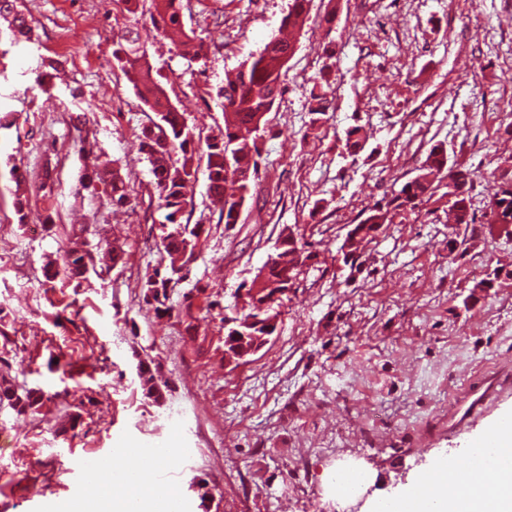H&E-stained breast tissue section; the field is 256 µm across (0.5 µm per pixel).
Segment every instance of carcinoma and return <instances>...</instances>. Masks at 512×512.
Returning <instances> with one entry per match:
<instances>
[{"mask_svg":"<svg viewBox=\"0 0 512 512\" xmlns=\"http://www.w3.org/2000/svg\"><path fill=\"white\" fill-rule=\"evenodd\" d=\"M150 2L144 9V2ZM127 16L132 19L149 13V20L156 30L169 37L178 54L197 58L204 51V44L197 39L195 31L186 29L183 21L184 0H122ZM311 0H292L282 25L301 31L308 19ZM0 16L8 20V29L13 39L31 40L33 28L25 15L15 9L14 0H0ZM112 56L125 74L128 82L147 111L154 114L150 125L141 131L140 152L151 166L154 188L159 199V208L165 210L164 220L158 224L155 244L161 261L142 285L141 308L165 315L174 306L168 288L177 280L189 276L190 264L194 260L200 242L201 225L182 222L187 207L193 205V187L197 181L200 160L196 159L194 142L196 126L189 125L184 114L172 104L167 83L150 61L148 50L140 42L138 32L127 27L113 41ZM293 43L280 37L267 42L263 49L242 62L235 74L226 78L224 86L216 92L217 101L224 113V128L206 140L207 194L222 203L218 221L225 225L237 224L247 197L251 191V180L258 174L260 158L254 131L265 124L264 113L273 110L282 94L283 76L287 66L282 58L291 50ZM330 86V70L325 66L313 79L310 91V111L323 115L331 105L323 87ZM367 136L364 128L354 125L345 131V149L351 156L364 150ZM440 175L458 186V193L449 196V212L454 223H475L471 212L469 184L470 173L448 164L447 151L441 144L432 145L418 168V174L402 187L368 206L361 219L349 230L351 238L349 254L359 255L363 243L371 240L382 225L392 223L400 211L415 208L432 195L431 176ZM92 176L104 185L108 204L114 209L127 207L131 202V189L120 174V170L104 163L94 169ZM501 198L505 206L499 210L491 208L484 212L488 229L512 234V178L502 175L501 181L488 196L487 205ZM107 260L106 269L124 264L125 250L117 244H92L77 236L73 247L67 250L62 272L65 278L81 282L91 268H96V257ZM277 260L267 267L265 275H255L249 289L256 290V298L248 301L249 309L240 317L236 328L248 338L264 336L262 323L282 306L286 283L300 277L309 268L314 257L310 243L296 240L293 245L276 254ZM209 285L195 281L192 293L185 296L183 309L190 320L187 329L194 328L193 299L203 298L206 310L218 305L207 292ZM140 386L144 395L158 404L164 400L162 385L150 367L141 369ZM45 394L34 388L0 386V404L6 403L18 415H35L44 405Z\"/></svg>","mask_w":512,"mask_h":512,"instance_id":"1","label":"carcinoma"}]
</instances>
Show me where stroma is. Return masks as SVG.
<instances>
[{"label":"stroma","mask_w":512,"mask_h":512,"mask_svg":"<svg viewBox=\"0 0 512 512\" xmlns=\"http://www.w3.org/2000/svg\"><path fill=\"white\" fill-rule=\"evenodd\" d=\"M291 0H190L186 27L205 54L184 59L142 21L141 36L169 95L201 137L224 115L215 94L276 34ZM32 41L11 43L0 19V382L41 389L51 400L33 417L0 410V512H80L92 460L124 462L126 448L155 442L150 471L159 494L199 512L192 480L204 481L221 512H348L331 479L355 465L371 503L425 477L449 455L465 459L474 440L512 415L505 392L465 432L448 431L469 385L512 379V234L467 228L449 251L447 185L396 215L369 243L359 270L339 248L365 206L417 174L427 150L444 144L450 163L471 172L472 210L512 170V0H313L296 37L283 93L266 116L252 195L239 224L210 211L207 174L193 188L192 221L205 232L181 302L194 280L208 283L228 315L284 228L316 259L284 302L278 328L249 362L224 363L223 315L195 310L158 320L138 298L160 257L151 228L163 219L139 136L149 122L112 57L125 21L115 0H19ZM335 8L336 19L321 18ZM334 54L326 56L324 45ZM331 70V107L309 110L311 80ZM363 125L358 156L344 132ZM86 145L114 160L133 189L112 212L102 191L80 181ZM28 174L26 220L13 207L11 166ZM52 168V189L41 175ZM40 225L38 234L29 225ZM117 238L127 263L77 288L46 281L72 225ZM490 287H480L482 279ZM155 359L169 389L164 404L143 395L135 369ZM180 409L185 458L167 441V414Z\"/></svg>","instance_id":"stroma-1"}]
</instances>
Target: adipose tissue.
I'll list each match as a JSON object with an SVG mask.
<instances>
[{
    "label": "adipose tissue",
    "mask_w": 512,
    "mask_h": 512,
    "mask_svg": "<svg viewBox=\"0 0 512 512\" xmlns=\"http://www.w3.org/2000/svg\"><path fill=\"white\" fill-rule=\"evenodd\" d=\"M470 455L476 458L484 479L467 498L451 491L447 464L441 461L428 483L410 481L384 498L387 512H512V423L492 426L473 444ZM157 506L155 490L133 497L116 492L109 481L91 488L82 512H155Z\"/></svg>",
    "instance_id": "obj_1"
}]
</instances>
